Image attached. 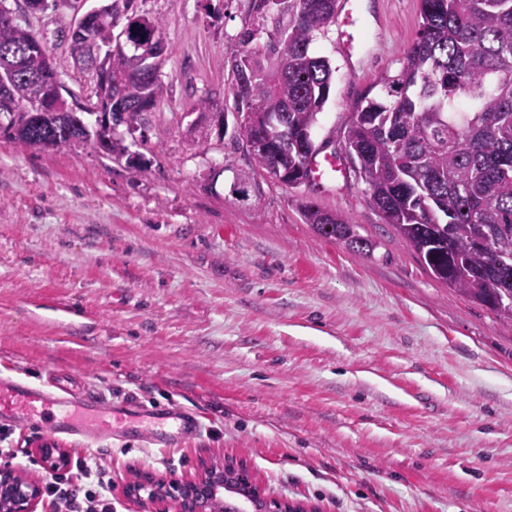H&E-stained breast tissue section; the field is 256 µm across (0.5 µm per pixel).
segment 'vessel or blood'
<instances>
[{
	"instance_id": "1",
	"label": "vessel or blood",
	"mask_w": 512,
	"mask_h": 512,
	"mask_svg": "<svg viewBox=\"0 0 512 512\" xmlns=\"http://www.w3.org/2000/svg\"><path fill=\"white\" fill-rule=\"evenodd\" d=\"M356 0H341L336 47L346 62H353L362 47L351 32L358 21ZM311 181L328 190L344 175V161L336 153L316 152L309 160ZM0 415L12 419L19 427L45 424L58 440L75 438L92 441L119 431L139 432L149 443L171 447L192 434L200 426L196 413L177 410L154 414L152 410L135 406L116 410L99 402L97 393H73L63 382L54 386L31 387L10 378H0Z\"/></svg>"
}]
</instances>
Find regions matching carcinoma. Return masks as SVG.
<instances>
[{
	"label": "carcinoma",
	"mask_w": 512,
	"mask_h": 512,
	"mask_svg": "<svg viewBox=\"0 0 512 512\" xmlns=\"http://www.w3.org/2000/svg\"><path fill=\"white\" fill-rule=\"evenodd\" d=\"M135 0H112L128 16L124 49L112 54V125L144 130L143 105L163 92L159 71L141 53L161 35L162 21L136 14ZM287 5L288 28L263 32L260 22ZM253 23L243 27L228 71L232 115L243 138L263 142L251 153L279 183L309 182L313 138L332 89L330 60L312 50L315 36L336 21V0H245ZM267 34L279 63L266 69L257 45ZM43 38L0 10V138L43 148L70 149L90 139L109 159L139 156L105 125L89 126L78 112H30L37 93L31 77L54 80ZM380 93L361 98L352 112L343 151L367 186L385 223L436 279L512 320V0H420L415 39L403 50L397 74L378 80ZM301 211L323 237L361 251L371 243L354 225L312 201Z\"/></svg>",
	"instance_id": "carcinoma-1"
}]
</instances>
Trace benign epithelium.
Segmentation results:
<instances>
[{
    "label": "benign epithelium",
    "instance_id": "7a95c632",
    "mask_svg": "<svg viewBox=\"0 0 512 512\" xmlns=\"http://www.w3.org/2000/svg\"><path fill=\"white\" fill-rule=\"evenodd\" d=\"M112 20V3L105 2L96 13L83 12L76 20L73 29L78 35L71 38L70 50L75 62L92 70L103 89L102 103L112 105L110 82V61L112 46L122 44V39L102 44L94 38L93 30L102 22ZM151 60L162 64L166 47L163 40L155 38L141 48ZM231 469L237 474L239 491L259 501L256 512H299L301 505L287 500L269 499L248 483L243 464L229 458L224 465H203L195 477L182 481L166 482L162 479L134 480L126 485L125 493L143 506V512H212L209 505L216 498V492L224 486V471ZM43 502V488L40 481L23 477L13 469L0 468V508L7 512H37Z\"/></svg>",
    "mask_w": 512,
    "mask_h": 512
}]
</instances>
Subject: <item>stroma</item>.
I'll use <instances>...</instances> for the list:
<instances>
[{
  "mask_svg": "<svg viewBox=\"0 0 512 512\" xmlns=\"http://www.w3.org/2000/svg\"><path fill=\"white\" fill-rule=\"evenodd\" d=\"M358 5L359 62L337 54V26L313 44L336 69L314 130L329 151L418 30L419 0ZM0 6L46 40L67 102L89 105L93 73L68 49L73 0ZM135 9L162 20L167 48L144 132L115 129L142 169L90 144L0 139V378L68 373L108 404L202 415L171 448L135 435L60 442L109 469L112 512H137L123 494L132 470L180 481L228 454L266 495L320 512H512V320L433 278L362 181L286 187L209 135L212 113L233 105L225 62L243 0ZM306 200L372 250L318 234ZM47 440L0 419V466L49 481L37 464Z\"/></svg>",
  "mask_w": 512,
  "mask_h": 512,
  "instance_id": "stroma-1",
  "label": "stroma"
}]
</instances>
